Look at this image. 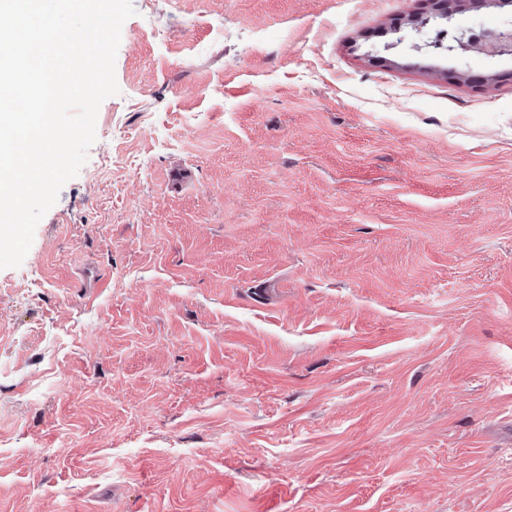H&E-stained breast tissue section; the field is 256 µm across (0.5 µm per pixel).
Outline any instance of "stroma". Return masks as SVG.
<instances>
[{
    "label": "stroma",
    "instance_id": "1",
    "mask_svg": "<svg viewBox=\"0 0 512 512\" xmlns=\"http://www.w3.org/2000/svg\"><path fill=\"white\" fill-rule=\"evenodd\" d=\"M0 269V512H512L511 28L482 0H132Z\"/></svg>",
    "mask_w": 512,
    "mask_h": 512
}]
</instances>
